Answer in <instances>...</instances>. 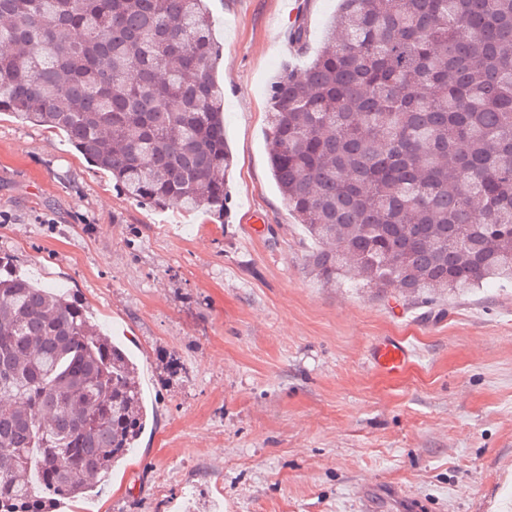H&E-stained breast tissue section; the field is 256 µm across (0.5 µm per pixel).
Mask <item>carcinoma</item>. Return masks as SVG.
<instances>
[{
    "label": "carcinoma",
    "instance_id": "cac0c4a2",
    "mask_svg": "<svg viewBox=\"0 0 512 512\" xmlns=\"http://www.w3.org/2000/svg\"><path fill=\"white\" fill-rule=\"evenodd\" d=\"M219 55L203 0H0V112L63 131L141 205L222 222ZM268 107L323 281L408 302L512 286V0H340ZM147 422L131 355L0 257V512L81 498Z\"/></svg>",
    "mask_w": 512,
    "mask_h": 512
}]
</instances>
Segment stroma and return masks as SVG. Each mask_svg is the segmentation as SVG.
Masks as SVG:
<instances>
[{"label": "stroma", "instance_id": "stroma-1", "mask_svg": "<svg viewBox=\"0 0 512 512\" xmlns=\"http://www.w3.org/2000/svg\"><path fill=\"white\" fill-rule=\"evenodd\" d=\"M222 45L225 222L120 194L57 131L0 113V256L70 291L140 366L137 448L60 512H512V288L429 305L327 285L270 171L267 88L339 0H205ZM379 336L415 356L396 377ZM177 359L178 373L168 362ZM411 351L405 342L395 336L378 338L368 349V358L378 371L394 376L409 364Z\"/></svg>", "mask_w": 512, "mask_h": 512}]
</instances>
